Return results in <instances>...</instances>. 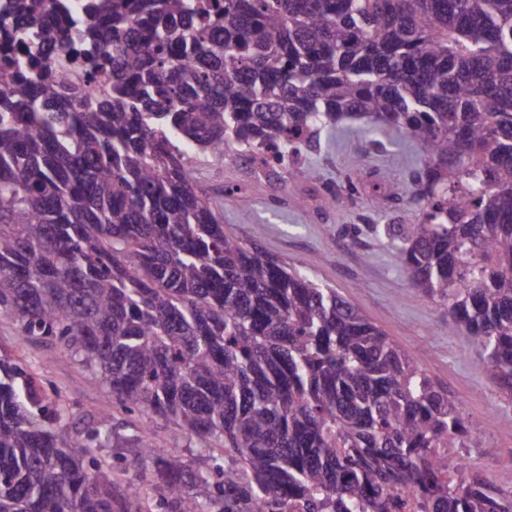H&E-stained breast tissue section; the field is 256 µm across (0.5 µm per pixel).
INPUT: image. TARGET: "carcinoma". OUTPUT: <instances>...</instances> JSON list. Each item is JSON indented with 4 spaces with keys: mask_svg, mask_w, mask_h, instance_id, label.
<instances>
[{
    "mask_svg": "<svg viewBox=\"0 0 512 512\" xmlns=\"http://www.w3.org/2000/svg\"><path fill=\"white\" fill-rule=\"evenodd\" d=\"M41 2L0 0V34L104 83L0 65V315L223 462L70 423L0 354V512H512L448 474L480 438L420 352L228 236L189 164L231 145L288 163L358 119L377 150L415 140L422 217L386 232L511 403L512 0H65L53 24Z\"/></svg>",
    "mask_w": 512,
    "mask_h": 512,
    "instance_id": "carcinoma-1",
    "label": "carcinoma"
}]
</instances>
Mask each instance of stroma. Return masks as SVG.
<instances>
[{
	"label": "stroma",
	"mask_w": 512,
	"mask_h": 512,
	"mask_svg": "<svg viewBox=\"0 0 512 512\" xmlns=\"http://www.w3.org/2000/svg\"><path fill=\"white\" fill-rule=\"evenodd\" d=\"M418 154L407 138L383 152L373 149L357 121L323 137L318 150L275 174L246 163L236 146L220 159L197 156L193 165L207 192L235 185L243 190L218 203L227 235L258 244L336 288L398 346L423 349L422 370L447 389L468 429L481 438V447L460 449V456L494 485L512 487V433L504 426L512 404L500 398L478 347L453 324L447 308L410 288L391 241L371 231L375 224L417 222L421 205L411 199L408 185ZM310 167L320 170V182L306 181ZM376 180L391 188L389 200L379 201L368 190ZM351 183L357 186L351 200L327 199L326 189ZM0 350L20 355L46 389L60 393L75 417L105 411L120 432L141 424V417L113 405L108 389L57 349L19 344L7 317H0Z\"/></svg>",
	"instance_id": "1"
}]
</instances>
